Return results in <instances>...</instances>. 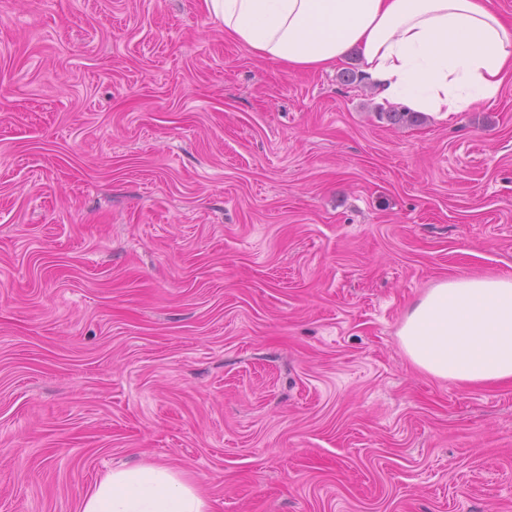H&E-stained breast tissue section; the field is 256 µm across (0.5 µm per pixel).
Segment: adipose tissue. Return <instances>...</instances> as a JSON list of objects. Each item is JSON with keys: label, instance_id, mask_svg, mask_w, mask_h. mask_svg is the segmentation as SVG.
<instances>
[{"label": "adipose tissue", "instance_id": "1", "mask_svg": "<svg viewBox=\"0 0 512 512\" xmlns=\"http://www.w3.org/2000/svg\"><path fill=\"white\" fill-rule=\"evenodd\" d=\"M225 36L294 71L356 52L381 102L462 112L512 78V26L487 0H204ZM401 346L421 371L466 384L512 381V275L459 276L409 311ZM81 512H211L198 485L160 463L119 466Z\"/></svg>", "mask_w": 512, "mask_h": 512}]
</instances>
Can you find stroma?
<instances>
[{"mask_svg": "<svg viewBox=\"0 0 512 512\" xmlns=\"http://www.w3.org/2000/svg\"><path fill=\"white\" fill-rule=\"evenodd\" d=\"M389 110L203 0H0V512L146 462L212 512H512V384L398 338L512 274V82Z\"/></svg>", "mask_w": 512, "mask_h": 512, "instance_id": "obj_1", "label": "stroma"}]
</instances>
